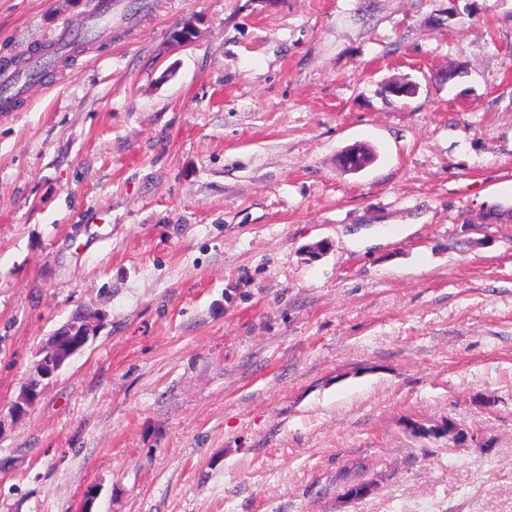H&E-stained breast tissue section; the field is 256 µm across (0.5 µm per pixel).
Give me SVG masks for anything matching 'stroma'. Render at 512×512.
I'll return each mask as SVG.
<instances>
[{
  "label": "stroma",
  "mask_w": 512,
  "mask_h": 512,
  "mask_svg": "<svg viewBox=\"0 0 512 512\" xmlns=\"http://www.w3.org/2000/svg\"><path fill=\"white\" fill-rule=\"evenodd\" d=\"M361 2L0 0V512H512V0Z\"/></svg>",
  "instance_id": "obj_1"
}]
</instances>
